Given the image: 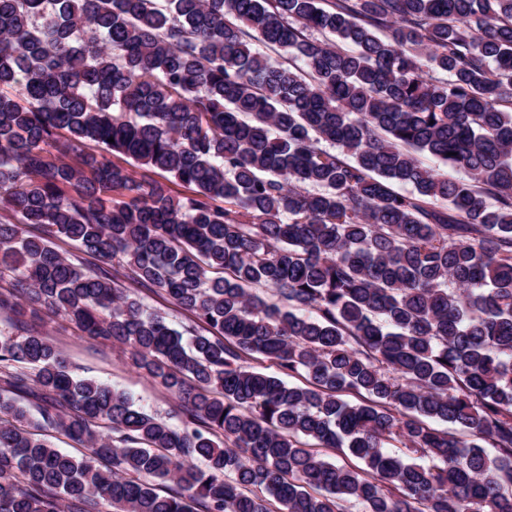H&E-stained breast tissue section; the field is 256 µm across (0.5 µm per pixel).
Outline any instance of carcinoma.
Segmentation results:
<instances>
[{"label":"carcinoma","instance_id":"cac0c4a2","mask_svg":"<svg viewBox=\"0 0 512 512\" xmlns=\"http://www.w3.org/2000/svg\"><path fill=\"white\" fill-rule=\"evenodd\" d=\"M2 281L0 512H512V0H0ZM144 301L150 308L167 313L178 330H182V325L189 322L187 313L174 307L162 297L150 295L145 297ZM29 325L50 334L65 356L71 370L79 376L96 378L125 389L139 404L173 425H180L176 399L134 365L123 346L97 343L82 336L74 325L60 318L40 314L24 317Z\"/></svg>","mask_w":512,"mask_h":512}]
</instances>
